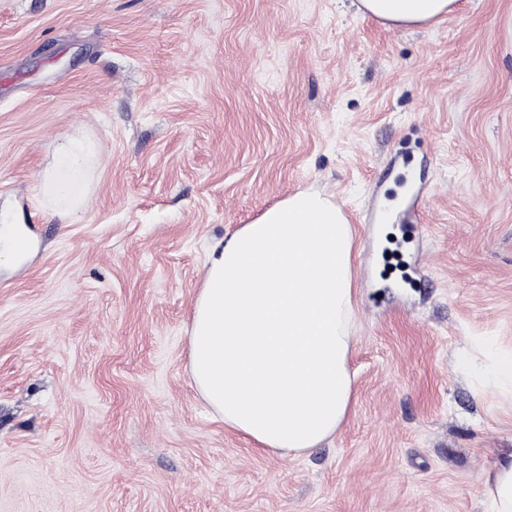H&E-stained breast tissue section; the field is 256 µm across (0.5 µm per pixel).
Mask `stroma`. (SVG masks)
Wrapping results in <instances>:
<instances>
[{"instance_id": "1", "label": "stroma", "mask_w": 512, "mask_h": 512, "mask_svg": "<svg viewBox=\"0 0 512 512\" xmlns=\"http://www.w3.org/2000/svg\"><path fill=\"white\" fill-rule=\"evenodd\" d=\"M301 190L352 226L356 378L295 457L212 413L187 336L213 240ZM5 223L0 512H488L512 385L460 357L512 349V0H0ZM456 0H359L364 15L394 25L416 26L452 13ZM91 155V144L79 139H68L60 145L55 163L44 179L51 185L54 199L67 198L71 180L86 170Z\"/></svg>"}]
</instances>
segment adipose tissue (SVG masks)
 <instances>
[{
    "instance_id": "adipose-tissue-1",
    "label": "adipose tissue",
    "mask_w": 512,
    "mask_h": 512,
    "mask_svg": "<svg viewBox=\"0 0 512 512\" xmlns=\"http://www.w3.org/2000/svg\"><path fill=\"white\" fill-rule=\"evenodd\" d=\"M456 0H358L363 14L416 26L452 13ZM91 144L60 145L45 181L56 200L82 174ZM353 235L341 209L294 193L209 247L188 346L192 381L225 427L260 448L299 456L344 421L354 375L348 356ZM484 493L512 512V457L492 467Z\"/></svg>"
}]
</instances>
